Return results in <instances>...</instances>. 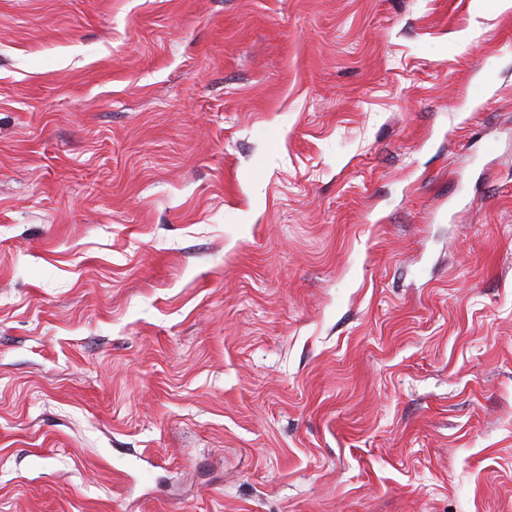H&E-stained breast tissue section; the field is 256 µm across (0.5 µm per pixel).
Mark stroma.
Listing matches in <instances>:
<instances>
[{
  "mask_svg": "<svg viewBox=\"0 0 512 512\" xmlns=\"http://www.w3.org/2000/svg\"><path fill=\"white\" fill-rule=\"evenodd\" d=\"M0 512H512V10L0 0Z\"/></svg>",
  "mask_w": 512,
  "mask_h": 512,
  "instance_id": "1",
  "label": "stroma"
}]
</instances>
